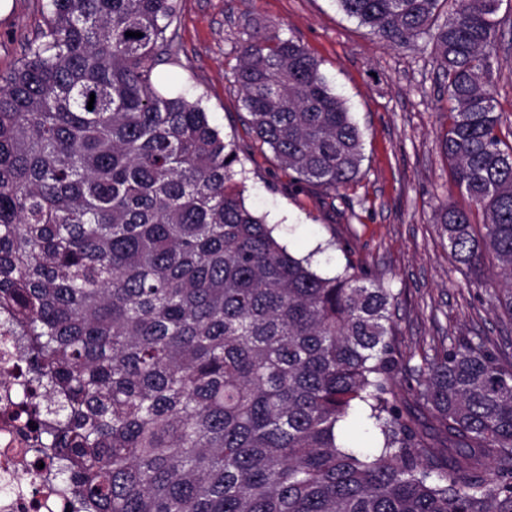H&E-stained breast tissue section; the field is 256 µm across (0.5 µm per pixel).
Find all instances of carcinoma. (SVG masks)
I'll return each instance as SVG.
<instances>
[{"label":"carcinoma","instance_id":"obj_1","mask_svg":"<svg viewBox=\"0 0 512 512\" xmlns=\"http://www.w3.org/2000/svg\"><path fill=\"white\" fill-rule=\"evenodd\" d=\"M336 2L391 47L432 42L440 147L467 200L439 223L512 315L502 0H453L443 20L446 0ZM178 11L45 0L0 76V322L23 344L35 464L68 512H512V363L462 340L399 397L389 291L288 252L246 206L235 151L157 73L179 63ZM235 82L294 181L331 194L357 177L361 131L303 45L250 37ZM356 405L378 430L371 454L337 442Z\"/></svg>","mask_w":512,"mask_h":512}]
</instances>
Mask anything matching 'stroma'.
Segmentation results:
<instances>
[{
	"mask_svg": "<svg viewBox=\"0 0 512 512\" xmlns=\"http://www.w3.org/2000/svg\"><path fill=\"white\" fill-rule=\"evenodd\" d=\"M42 11L43 0H11L0 12L1 75L39 34ZM498 16L505 33L494 97L507 133L512 0H503ZM172 28L179 62L160 70L189 100L200 101L211 126L234 146L246 206L319 273L334 275L351 260L389 289L406 370L466 338L483 340L512 360V315L499 307L493 289L478 287L454 261L436 222L441 205L458 191L439 147L448 124L440 102L444 80L428 40L389 47L367 35L337 0H182ZM268 29L303 44L319 60L363 133L358 178L336 197L294 183L249 132L234 67L241 44Z\"/></svg>",
	"mask_w": 512,
	"mask_h": 512,
	"instance_id": "stroma-1",
	"label": "stroma"
}]
</instances>
